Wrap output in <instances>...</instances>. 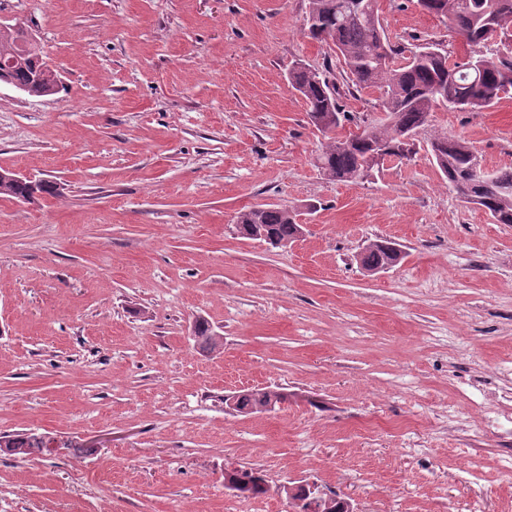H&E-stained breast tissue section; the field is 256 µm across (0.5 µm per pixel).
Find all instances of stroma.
<instances>
[{"instance_id": "35a3bbf8", "label": "stroma", "mask_w": 512, "mask_h": 512, "mask_svg": "<svg viewBox=\"0 0 512 512\" xmlns=\"http://www.w3.org/2000/svg\"><path fill=\"white\" fill-rule=\"evenodd\" d=\"M308 0H0L57 69V93L0 87V168L60 186L0 198V512H227L224 472L314 483L360 512H512V224L445 186L425 143L512 167V96L432 114L417 153L356 183L291 88ZM392 44L464 55L417 0H379ZM299 210L275 247L238 213ZM387 238L406 256L370 274ZM207 320L218 352L191 335ZM267 388L249 416L213 398ZM397 246L395 242L387 239L374 240L368 247L363 249L360 254L359 262L361 266L367 270L383 269L385 266L397 260L401 253V257L397 262L399 264L405 258V253ZM2 442H4V446ZM47 448L44 438L33 432L8 435L4 440L0 437V451L20 457L31 455L36 451L47 452Z\"/></svg>"}]
</instances>
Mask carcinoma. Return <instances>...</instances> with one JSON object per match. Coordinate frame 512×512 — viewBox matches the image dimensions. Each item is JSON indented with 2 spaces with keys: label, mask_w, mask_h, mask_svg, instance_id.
Listing matches in <instances>:
<instances>
[{
  "label": "carcinoma",
  "mask_w": 512,
  "mask_h": 512,
  "mask_svg": "<svg viewBox=\"0 0 512 512\" xmlns=\"http://www.w3.org/2000/svg\"><path fill=\"white\" fill-rule=\"evenodd\" d=\"M430 14L448 19L449 28L469 47L467 54L454 62L450 52L439 43H428L410 52L398 67L386 62L388 56L401 55L403 49L392 46L382 26L376 0H309L304 35L318 43L332 40L342 63V71L355 91L377 87L384 92V121L365 126L364 138L346 144L333 129L347 120L341 105L340 86L336 78L307 67L299 61L289 71L292 88L299 92L308 107L315 127L328 132L320 153L322 169L337 182H354L363 178L369 159L379 151L392 157L409 158L414 154L417 130L425 127L424 119L439 106L480 111L493 106L512 91V0H419ZM14 59L10 76L26 85L30 79L31 59L20 54L15 38L0 33V58ZM440 145L429 139V151L442 179L463 199L471 201L475 189L470 187L469 168L474 158L472 146L459 137L445 136ZM493 186L481 193V208L497 224H512V168L491 173ZM59 194L50 182L35 186L0 180V198L29 200L34 194ZM237 223L251 235L256 224L274 243L293 241L299 233L289 212L276 205H259L241 211ZM402 253L397 244L377 239L363 249L360 264L367 270L382 269ZM195 342L211 351L217 339L207 322L196 323ZM286 399L271 390L240 394L234 411L240 414L259 412V407ZM47 450V442L36 433L8 435L0 451L28 456ZM244 495L269 492L265 478L250 467L234 470ZM338 494L324 492L310 497L297 512H340L328 507Z\"/></svg>",
  "instance_id": "1"
}]
</instances>
